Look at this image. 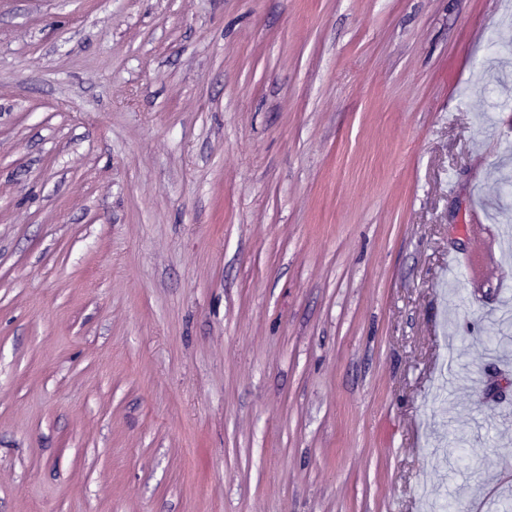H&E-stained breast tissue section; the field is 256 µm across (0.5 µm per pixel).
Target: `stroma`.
Wrapping results in <instances>:
<instances>
[{
  "label": "stroma",
  "mask_w": 512,
  "mask_h": 512,
  "mask_svg": "<svg viewBox=\"0 0 512 512\" xmlns=\"http://www.w3.org/2000/svg\"><path fill=\"white\" fill-rule=\"evenodd\" d=\"M510 41L512 0H0V512L512 499Z\"/></svg>",
  "instance_id": "1"
}]
</instances>
